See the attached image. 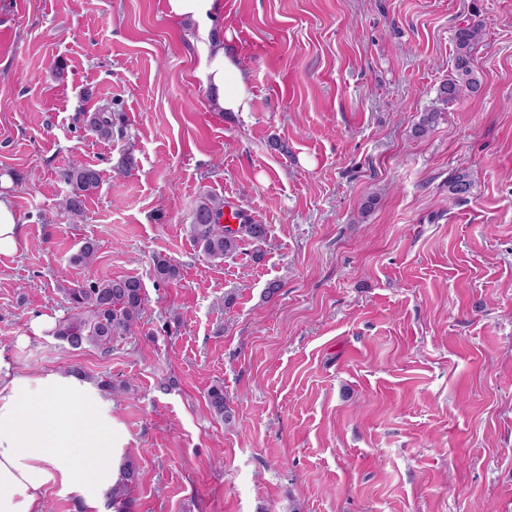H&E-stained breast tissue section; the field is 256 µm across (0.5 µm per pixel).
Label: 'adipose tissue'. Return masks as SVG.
Masks as SVG:
<instances>
[{
	"mask_svg": "<svg viewBox=\"0 0 512 512\" xmlns=\"http://www.w3.org/2000/svg\"><path fill=\"white\" fill-rule=\"evenodd\" d=\"M198 75L217 111H249V78L223 38L207 37ZM124 444L89 382L58 372L0 384V512H41L52 487L96 505L121 478Z\"/></svg>",
	"mask_w": 512,
	"mask_h": 512,
	"instance_id": "obj_1",
	"label": "adipose tissue"
}]
</instances>
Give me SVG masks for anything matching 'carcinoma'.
I'll list each match as a JSON object with an SVG mask.
<instances>
[{
	"label": "carcinoma",
	"instance_id": "obj_1",
	"mask_svg": "<svg viewBox=\"0 0 512 512\" xmlns=\"http://www.w3.org/2000/svg\"><path fill=\"white\" fill-rule=\"evenodd\" d=\"M484 36L482 21L472 20L456 27L453 35L455 54L448 79L437 90V101L449 105L462 96L476 97L481 90V79L473 67V52ZM440 110L424 113L413 128L416 137L426 136L434 127ZM120 115L112 111L110 103L88 118V127L97 136L114 137L113 128ZM71 191L62 200L64 210L79 214L83 210L86 194L97 189L100 174L94 167L73 162L66 173ZM473 182L465 170H458L448 181V194L462 198L471 193ZM193 242L212 260L234 256L247 245L258 246L266 242L268 226L250 218L231 227L224 223V200L207 196L194 210L192 223ZM96 245L87 241L72 256L71 261L91 267L96 259ZM154 274L162 280L174 281L180 269L165 257L154 260ZM70 304L68 312L56 321L53 335L61 342L78 349L85 344L106 348L113 341L133 335L144 308L143 285L136 277L96 280L85 286L77 285L64 290ZM207 401L213 413L229 421L231 410L224 397V385L214 384L207 392ZM122 480L107 494V504L115 512H127L129 493L138 480V464L126 455L122 462Z\"/></svg>",
	"mask_w": 512,
	"mask_h": 512
}]
</instances>
